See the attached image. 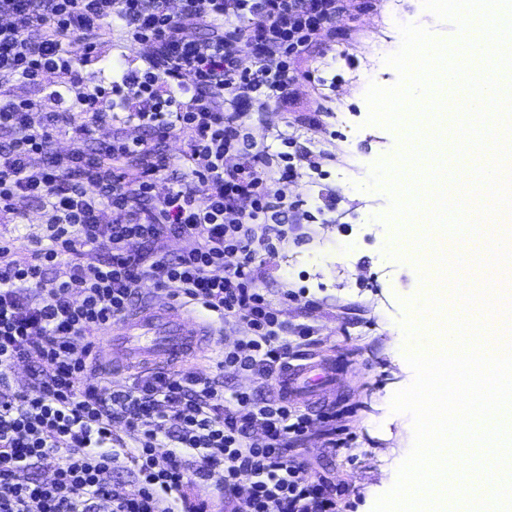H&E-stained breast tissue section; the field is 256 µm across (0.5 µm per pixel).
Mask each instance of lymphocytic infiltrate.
<instances>
[{"label": "lymphocytic infiltrate", "mask_w": 512, "mask_h": 512, "mask_svg": "<svg viewBox=\"0 0 512 512\" xmlns=\"http://www.w3.org/2000/svg\"><path fill=\"white\" fill-rule=\"evenodd\" d=\"M352 0H0V88L41 85L72 72V48L98 54L120 26L150 50L143 71L76 94L73 109L36 118L29 99L0 98V215L20 219L17 199L40 202L44 236L27 251L0 241V512H197L187 492L216 494L224 512H338L336 491L314 482L290 444L314 422L284 398L247 392L225 397L211 377L181 369L134 378L104 393L93 345L130 311L143 282L219 322L251 334L225 351L218 368L280 375L292 345L280 313L256 284V262L274 255L256 239L258 223L283 224L289 207L233 108L287 106L308 79L295 65ZM259 18L244 31L242 21ZM213 34L197 39L190 28ZM251 52L255 67L241 64ZM133 107L151 133L100 142L114 108ZM73 147L54 148L58 135ZM181 136L179 155L160 146ZM98 142L94 153L85 144ZM235 153L238 162L226 167ZM41 164H33V157ZM183 174L165 195L163 170ZM170 236L191 249L167 251ZM98 261H86L88 252ZM30 367L12 385L17 364ZM130 443L113 450L116 426ZM262 431L263 444L251 440ZM125 471L129 492L112 476ZM30 472L19 480L18 472ZM246 495H239L241 480Z\"/></svg>", "instance_id": "f902f5d3"}]
</instances>
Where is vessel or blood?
I'll list each match as a JSON object with an SVG mask.
<instances>
[{"label": "vessel or blood", "instance_id": "b4317fda", "mask_svg": "<svg viewBox=\"0 0 512 512\" xmlns=\"http://www.w3.org/2000/svg\"><path fill=\"white\" fill-rule=\"evenodd\" d=\"M213 333L211 324L184 308L160 306L147 296L127 319L109 328L97 351L100 362L116 373L132 366H183L198 357L205 337ZM332 380L328 366L312 364L284 370L277 387L290 399L323 389Z\"/></svg>", "mask_w": 512, "mask_h": 512}]
</instances>
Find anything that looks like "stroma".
<instances>
[{"mask_svg": "<svg viewBox=\"0 0 512 512\" xmlns=\"http://www.w3.org/2000/svg\"><path fill=\"white\" fill-rule=\"evenodd\" d=\"M423 0H358V7L337 16L328 36L314 41L298 62L311 80L296 85L287 108L244 105L239 121L263 150L270 168L294 166L296 175L279 188L307 221L288 227L275 256L257 267L256 283L276 303L289 328L309 336L295 351L297 363L329 361L334 385L318 402H296L304 413L332 412L349 424L344 443L330 448L322 427L302 441L315 478L334 484L343 512H373L377 498L397 480L414 444L413 418L396 412V392L408 387L414 372L401 348L406 311L403 300L421 295L413 259L402 247L404 228L389 225L386 191L367 189L372 167L401 151V133L368 124L365 86H394L398 73L381 77L367 65L372 45L400 48L397 23H413ZM422 12V11H421ZM147 50L126 44L113 28L111 45L98 55L75 52L73 78L80 92L93 90L117 70L142 67ZM23 223L0 222V237L18 249L31 248L45 229L37 201L19 203ZM297 292L282 301V290ZM245 323L229 321L222 340L198 358L194 372L223 381L225 393L250 391L258 377L219 369L222 351L249 336Z\"/></svg>", "mask_w": 512, "mask_h": 512, "instance_id": "1", "label": "stroma"}]
</instances>
